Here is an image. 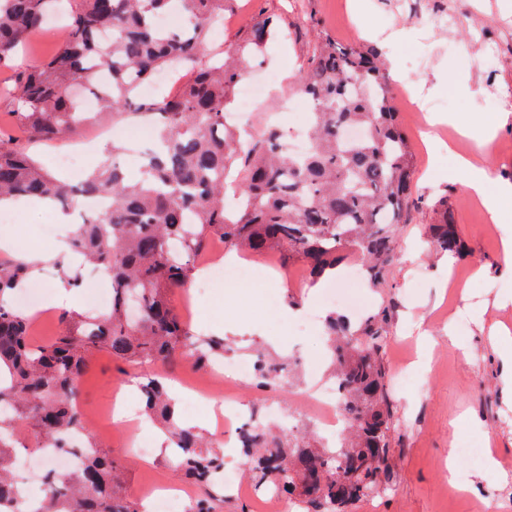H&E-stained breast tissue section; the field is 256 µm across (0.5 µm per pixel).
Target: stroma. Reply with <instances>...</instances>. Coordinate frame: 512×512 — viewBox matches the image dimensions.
<instances>
[{
    "mask_svg": "<svg viewBox=\"0 0 512 512\" xmlns=\"http://www.w3.org/2000/svg\"><path fill=\"white\" fill-rule=\"evenodd\" d=\"M235 13L224 18L225 41L241 37L262 15L272 17L280 37L256 58L248 77L268 70L281 73L266 99V111L256 113L265 124L268 111L277 125L296 136L294 110L300 99L297 80L318 40L328 37L342 45H387L388 67L408 76L412 56L427 57L415 84L433 112L459 119L492 121L512 113V0H451L455 12L469 16L464 28L434 30L424 23L419 0H361L363 9L352 13L349 0H238ZM405 31L403 41L392 35ZM490 56V66L475 65ZM394 110L415 154V206L408 223L400 225L394 257L381 288L336 280L341 293H357L365 310H388V335L397 339L382 350L387 374L409 367L410 378L389 387L395 418L392 430L395 468L393 494L358 503L355 512H483L489 499L512 501V393L504 384V357L512 341L490 335L493 325L512 330V277L500 267V243L490 233L491 219L459 184L448 182V155L429 158L411 123L409 107L400 89H393ZM14 102L0 93V139L5 150L26 148L45 165L53 163V145L25 138L13 115ZM449 153L480 162L494 178L512 181V121L503 127L493 148L471 140H457L448 132ZM455 219L464 245L462 257L438 255L428 249L429 227L442 210ZM270 278L250 283L205 284L187 306L186 290L172 296V304L197 337H221L230 345V357L249 358L262 353L296 361L290 381L260 391L241 384L239 397L253 408L273 403L290 416L295 434L322 438L316 422L307 416L297 390L303 383L328 381L321 327L298 335L295 327L309 315L324 318L331 305L325 295L310 298L309 288L293 287L290 277L304 272L301 260L270 256ZM430 346H423L422 337ZM143 374L165 377L170 386L218 394L220 377L196 372L188 348L171 357L142 366L118 369L108 352H97L88 362L79 385L78 405L86 414L85 435L103 451L120 459L121 487L136 493L153 484L179 486L181 472L164 458L145 462L126 445L123 426L111 422L105 406L111 394L125 392ZM490 436L496 471L460 462L469 483L480 496L447 491L448 456L467 437Z\"/></svg>",
    "mask_w": 512,
    "mask_h": 512,
    "instance_id": "obj_1",
    "label": "stroma"
}]
</instances>
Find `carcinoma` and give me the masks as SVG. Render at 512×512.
Listing matches in <instances>:
<instances>
[{
  "mask_svg": "<svg viewBox=\"0 0 512 512\" xmlns=\"http://www.w3.org/2000/svg\"><path fill=\"white\" fill-rule=\"evenodd\" d=\"M54 0H0V64L12 61L19 45L45 25ZM236 0H78L62 46L49 59L13 76L16 113L43 142L61 140L87 120L71 87L100 100L112 124L154 120L157 148L128 178L126 147L112 146V161L70 184L44 169L36 157L0 149V198L38 197L69 210L88 196L108 207L78 226L70 252L55 266L79 283L71 257L103 268L112 281L107 314H63L50 342L36 345L31 317L12 295L27 281L30 267L0 263V505L24 494L14 476L18 457L15 428L38 430L44 444L67 449L82 429L76 399L89 354L103 349L124 363H149L172 355L192 340L171 294L186 286L195 257L218 238L244 256L279 254L303 261L317 279L337 269L348 251L363 263L374 286L385 284L395 253L394 229L406 223L415 157L392 108V92L375 48L342 46L328 38L315 46L298 83L312 103L308 153H289L276 129L243 136L227 126L226 107L244 74L277 35L273 21L255 26L225 55L215 58L176 95L139 96V86L160 71L177 74L192 63L214 25ZM180 5L186 24L168 32L156 17ZM364 130L357 141L343 131ZM236 185L247 204L224 206L226 185ZM440 253L463 255L456 224L443 210L430 227ZM386 311L356 324L344 316L326 319L330 367L342 386L351 436L334 448H318L291 433L277 435L256 421L244 429L240 448L249 477L259 489L293 496L301 512H351L389 486L393 472V411L385 391L381 341ZM193 364L204 368L224 357V339L193 340ZM288 361L260 357L255 387L285 381ZM145 413L166 430L177 448L176 467L198 486L215 485L223 456L208 441L176 425L175 402L161 381L139 383ZM80 467L42 477L43 496L35 512H144L142 501L116 487L112 458L89 441ZM218 495L198 497L187 512H218Z\"/></svg>",
  "mask_w": 512,
  "mask_h": 512,
  "instance_id": "cac0c4a2",
  "label": "carcinoma"
}]
</instances>
